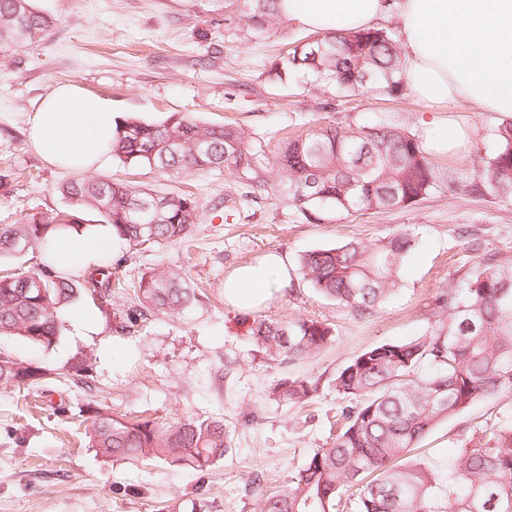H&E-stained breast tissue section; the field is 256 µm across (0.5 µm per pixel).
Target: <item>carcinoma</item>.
I'll return each mask as SVG.
<instances>
[{
	"instance_id": "cac0c4a2",
	"label": "carcinoma",
	"mask_w": 512,
	"mask_h": 512,
	"mask_svg": "<svg viewBox=\"0 0 512 512\" xmlns=\"http://www.w3.org/2000/svg\"><path fill=\"white\" fill-rule=\"evenodd\" d=\"M278 3L224 0L256 30L279 18ZM52 24L34 0H0V55L37 46ZM281 68L305 71L349 92L374 89L394 96L403 86V59L382 28L298 41ZM493 136V153L471 176L456 168L439 171L415 135L387 125L320 124L288 139L276 165L310 223L329 211L352 215L412 206L444 183L483 197L512 198V121L498 125ZM112 157L164 174L227 169L265 182L262 155L245 133L182 112L159 123L133 116L119 120ZM60 193L67 199L65 210L0 227V257L39 248L51 234L81 227L85 215L110 225L112 236L133 247L178 242L203 219L193 194L158 195L114 179L81 177L62 185ZM413 245L408 231H397L371 244L349 241L307 251L299 266L319 295L371 316L398 290ZM83 292L79 280L48 264L0 276V336L51 347L60 336L62 310ZM194 297L178 266L154 268L141 276L139 305L118 329L151 314L178 313ZM435 306L438 318L427 332L365 349L336 372V393L355 404L342 408L332 442L306 459L287 490L263 495L257 512H512V417L499 418L490 433L473 428L445 476L428 462L406 461L438 423L479 399L512 394V258L484 259L462 287L440 290ZM251 333L272 360L290 363L334 341L327 324L306 318L262 320ZM46 376L45 367H22L0 353L1 382ZM317 391L315 382L299 378L274 386L293 405L310 402ZM87 421L90 447L114 460L203 471L229 450L221 420L132 421L91 405Z\"/></svg>"
}]
</instances>
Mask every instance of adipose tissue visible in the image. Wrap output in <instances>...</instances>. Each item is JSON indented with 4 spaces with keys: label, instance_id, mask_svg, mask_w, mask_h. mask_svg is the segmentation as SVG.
I'll return each mask as SVG.
<instances>
[{
    "label": "adipose tissue",
    "instance_id": "ef3b65f1",
    "mask_svg": "<svg viewBox=\"0 0 512 512\" xmlns=\"http://www.w3.org/2000/svg\"><path fill=\"white\" fill-rule=\"evenodd\" d=\"M279 11L311 32L341 35L374 27L393 16L409 90L428 103L456 111L512 118V0H281ZM118 122L111 104L76 85H60L42 101L30 125L33 147L52 164L95 172L112 157ZM423 144L437 154L464 152L471 133L432 120ZM48 262L71 275L99 266L112 255V230L88 229L50 237ZM292 283L285 256L270 253L238 266L224 278V298L254 311Z\"/></svg>",
    "mask_w": 512,
    "mask_h": 512
}]
</instances>
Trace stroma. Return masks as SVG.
Masks as SVG:
<instances>
[{"label": "stroma", "mask_w": 512, "mask_h": 512, "mask_svg": "<svg viewBox=\"0 0 512 512\" xmlns=\"http://www.w3.org/2000/svg\"><path fill=\"white\" fill-rule=\"evenodd\" d=\"M35 6L53 25L38 46L0 57V173L10 177L0 192V227L66 206L60 188L73 171L47 163L27 136L42 99L62 83L109 100L121 117L158 122L183 112L203 123L233 124L269 158L284 134L321 123L386 124L414 133L433 117L430 105L407 89L394 97L358 94L304 72L280 75L279 59L305 29L283 20L251 30L224 0H35ZM441 118L473 129L466 155L435 157L442 169L478 164L502 122L493 112ZM103 173L162 195L194 192L205 216L182 244H117L105 267L122 288L107 299L92 293L77 299L62 313L52 347L0 337V353L50 371L39 386L0 384V512H255L262 494L287 489L293 472L335 436L346 401L331 381L349 358L423 334L435 320L439 289L461 286L486 255L512 258V199L443 186L409 207L311 223L271 166L262 186L225 170L174 178L115 160ZM400 229L409 230L415 246L399 289L372 316L318 295L298 269L308 250L351 240L370 244ZM271 252L287 256L291 286L258 310L227 303L226 273ZM173 262L185 268L196 295L192 305L118 333L140 276ZM82 309L98 315L99 335H72L69 318ZM286 316L328 324L334 342L307 360H271L250 329ZM298 377L319 384L302 408L273 393L280 380ZM90 402L129 418L223 420L230 450L204 472L101 457L84 437ZM505 414H512V394L477 401L423 436L413 456L446 470L470 426Z\"/></svg>", "instance_id": "35a3bbf8"}]
</instances>
